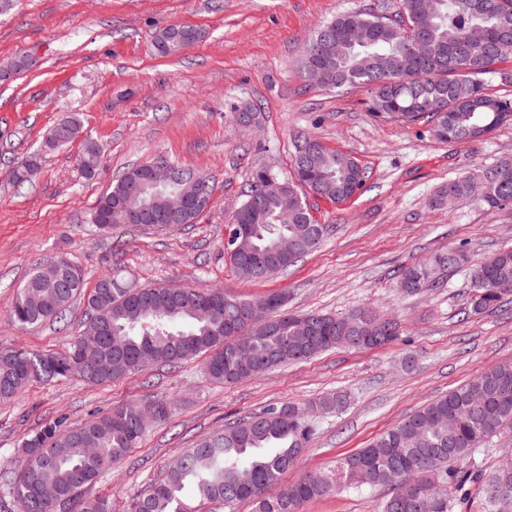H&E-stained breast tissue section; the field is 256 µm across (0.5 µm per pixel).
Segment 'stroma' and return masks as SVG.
<instances>
[{
    "mask_svg": "<svg viewBox=\"0 0 512 512\" xmlns=\"http://www.w3.org/2000/svg\"><path fill=\"white\" fill-rule=\"evenodd\" d=\"M401 8L402 0H12L0 12V65L28 61L14 81L0 83V349L67 351L84 319L83 302L71 305L63 324L22 329L11 318L14 294L30 271L60 255L91 284L112 269L140 286L220 288L241 299L281 292L291 312L364 308L399 324L388 345L338 348L231 385L211 381L200 358L149 366L109 384L32 383L0 401L1 472L14 471L22 438L46 421L64 416L77 425L118 405L165 403L166 418L151 423L138 447L85 492L110 498L113 512H123L187 448L228 422L346 394L342 413L313 414L312 438L282 479L289 485L332 469L488 367L512 362V296L473 315L468 270L415 297L404 296L397 279L401 268L451 247L474 263L512 248V205L492 209L476 195L432 203L448 180L479 179L512 157V124L450 145L427 123L376 118L366 89L311 86L298 69L304 44L324 21ZM172 25L195 28L201 38L160 54L155 39ZM245 106L256 108V128L234 125ZM70 113L102 147L95 179L76 165L81 141L44 145ZM302 136L350 155L369 179L341 203L310 197L316 220L330 227L321 245L286 275L244 280L224 256V224L253 170L292 176ZM34 154L37 176L16 182L15 163ZM155 155L207 175L213 207L176 228L99 232L90 213L101 195ZM387 494L383 487L339 488L300 512H380Z\"/></svg>",
    "mask_w": 512,
    "mask_h": 512,
    "instance_id": "obj_1",
    "label": "stroma"
}]
</instances>
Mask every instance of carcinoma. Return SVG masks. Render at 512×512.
<instances>
[{
    "mask_svg": "<svg viewBox=\"0 0 512 512\" xmlns=\"http://www.w3.org/2000/svg\"><path fill=\"white\" fill-rule=\"evenodd\" d=\"M399 18L353 11L323 23L302 49L301 72L318 71L322 87L364 88L376 117L397 122L425 119L433 129L445 125L446 143H461L477 126L512 122V99L484 91L482 76L498 63L512 59V0H402ZM413 27L425 49L410 47L403 23ZM479 30L477 37L471 31ZM200 34L174 25L157 37L163 55L195 43ZM81 133L76 116L60 120L48 133L45 147L73 142ZM101 149L84 140L78 166L82 175L98 174ZM294 177L275 180L265 169L253 171L246 200L227 222L246 224L252 235L240 241L241 252L266 257L255 264L230 261L244 279L262 281L288 270L293 262L277 255L274 246L283 235L301 243L298 257L313 252L320 242L311 237L316 223L305 189L316 182L322 198L343 202L366 182V171L349 155L304 141L292 160ZM209 178L193 169L177 168V178L155 186L140 175V166L127 170L98 200L92 213L97 226L108 232L137 223L126 209L136 194L138 205L153 222L194 224L203 210L190 206L181 213L169 208L170 195L194 199L198 184ZM278 189L269 188L270 183ZM479 194L491 208L512 205V161L504 159L485 170L477 185L468 178L448 181L436 199L439 204L463 201ZM65 271L37 266L18 288L13 319L35 326L60 319L79 296H85V317L104 329L91 344L74 336L64 354L24 349L0 350V400L6 401L34 382H62L80 377L106 384L152 364H173L205 357V373L213 381L239 383L288 363L308 360L339 347L358 348L365 336H380L386 344L398 335V325L383 317L381 326L359 318L307 312L313 332L308 343L294 335L298 315L271 309L276 331L262 324L247 331L252 363L243 366L233 340L234 326L254 300L226 295L220 288H138L114 272L104 273L87 287L83 272L68 259ZM470 264L461 250L432 254L400 271L399 284L411 296L443 286L447 275ZM470 313L498 306L512 290V248H504L473 265ZM148 409L119 405L75 426L59 417L27 434L20 444L18 473H3L0 483L11 512H112L106 497L88 499L84 491L137 447L149 425ZM512 428V363L495 365L417 410L364 448L342 457L334 472L310 473L281 489L282 475L295 465L313 434L312 424L286 413V406L225 424L224 431L187 449L166 476L128 501L126 512H203L209 502L234 505L249 501L254 512H299L307 501L334 488L388 486L408 479L435 482L464 496L466 485L488 487L494 479L508 490L501 502L489 500L490 512H512V469L493 477L462 469L484 443ZM52 488L65 501L54 505L42 494ZM381 512H417L410 499L390 496Z\"/></svg>",
    "mask_w": 512,
    "mask_h": 512,
    "instance_id": "carcinoma-1",
    "label": "carcinoma"
}]
</instances>
